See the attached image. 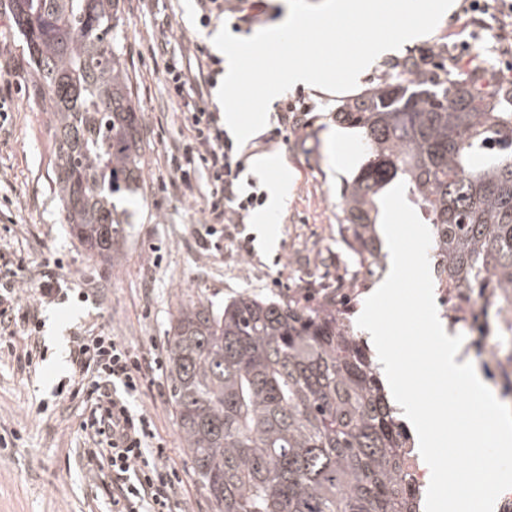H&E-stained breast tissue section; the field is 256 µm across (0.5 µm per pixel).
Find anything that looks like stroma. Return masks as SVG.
Returning a JSON list of instances; mask_svg holds the SVG:
<instances>
[{
  "instance_id": "35a3bbf8",
  "label": "stroma",
  "mask_w": 512,
  "mask_h": 512,
  "mask_svg": "<svg viewBox=\"0 0 512 512\" xmlns=\"http://www.w3.org/2000/svg\"><path fill=\"white\" fill-rule=\"evenodd\" d=\"M9 0H0V99L11 118L0 129V240L38 263L54 253L64 273L77 277L54 303L42 306L46 352L37 369L0 357V512H112L104 489L109 475L88 470L79 429L80 405L56 398L67 373L69 338L77 328L98 326L140 354L167 355V335L178 304L192 294L224 302L249 290L273 298L350 290L347 303L361 313L380 283L360 277V265L344 241L340 189L364 161L361 131L336 119L346 102L376 88L395 63L423 60L415 82L447 78V48L468 45L488 69L502 62L491 54L494 12L468 21L464 10L440 20L424 40L404 44L384 56L343 93L310 89L316 109L306 127L271 138L276 110L268 112V130L243 147L245 159L273 156V169L262 176L243 168L240 193H279L280 208L263 205L249 215L234 237L218 246L204 245L201 210L206 186L193 191L165 178L166 150L186 137L187 122L171 103L162 79V63L150 53L151 19L171 20L176 31L213 49L219 24L201 26L195 0H120L121 45L132 98L141 113L146 144L143 177L137 192L124 200L131 214L126 244L116 262L88 257L69 236L60 216L55 146L50 116L31 94L33 72L18 34ZM464 354L481 370L487 386L499 392V357L512 354V331L492 326L488 336L464 335ZM138 405L149 412L179 475L176 497L182 512H213L179 436L166 371L146 374Z\"/></svg>"
}]
</instances>
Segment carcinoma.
Returning a JSON list of instances; mask_svg holds the SVG:
<instances>
[{
    "label": "carcinoma",
    "instance_id": "cac0c4a2",
    "mask_svg": "<svg viewBox=\"0 0 512 512\" xmlns=\"http://www.w3.org/2000/svg\"><path fill=\"white\" fill-rule=\"evenodd\" d=\"M51 115L61 217L92 257L127 235L117 201L138 189L141 117L119 48V0H12ZM366 161L341 192L349 248L384 269L377 217L405 183L426 213L430 258L457 299L512 308V91L484 75L387 82L343 104ZM180 437L213 512H417L411 437L336 296L316 304L244 291L187 296L167 336Z\"/></svg>",
    "mask_w": 512,
    "mask_h": 512
}]
</instances>
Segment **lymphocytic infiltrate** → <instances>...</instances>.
<instances>
[{"label":"lymphocytic infiltrate","mask_w":512,"mask_h":512,"mask_svg":"<svg viewBox=\"0 0 512 512\" xmlns=\"http://www.w3.org/2000/svg\"><path fill=\"white\" fill-rule=\"evenodd\" d=\"M197 7L201 25L226 17L233 29L245 31L263 15L265 0H197ZM151 31L152 50L164 59L168 95L184 108L189 130L167 154L169 174L188 187L197 173H205V223H244L264 200L255 192L238 194L241 151L225 133L219 113L206 102L224 74L223 61L199 47L177 50L170 22L152 23ZM62 269L59 259L48 258L33 274L25 258L0 251V353L15 356L27 367L38 365L43 323L23 296L29 293L39 303H53L64 283ZM20 336L26 341L21 350L15 345ZM70 343L69 374L58 383L55 395L89 408L81 424L89 443L84 456L89 466L111 472L112 512H178L176 471L166 445L152 416L134 406L147 371L160 369L159 357L140 355L121 340L92 329L72 336Z\"/></svg>","instance_id":"f902f5d3"}]
</instances>
